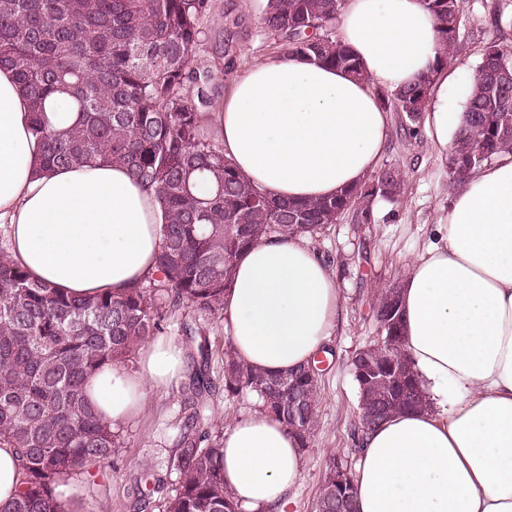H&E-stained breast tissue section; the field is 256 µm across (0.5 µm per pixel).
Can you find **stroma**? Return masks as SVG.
Returning <instances> with one entry per match:
<instances>
[{"instance_id": "35a3bbf8", "label": "stroma", "mask_w": 512, "mask_h": 512, "mask_svg": "<svg viewBox=\"0 0 512 512\" xmlns=\"http://www.w3.org/2000/svg\"><path fill=\"white\" fill-rule=\"evenodd\" d=\"M266 0H216L205 24L209 40L203 60L212 59L216 46L230 45L232 64L224 75L232 81L261 58L285 55V47L263 27ZM239 16L242 27L230 20ZM506 38L512 44V0H464L459 47L441 72L449 87H456L477 71L484 47ZM399 113H391L388 137L380 164L398 165L405 177L399 202L373 203V220L355 224L342 220L327 225L313 237L315 248L331 267L341 294L342 318L329 343L333 361L324 366L319 384L320 415L311 443L303 454L301 479L285 512H315L316 501L332 463L355 470L358 463L353 433L359 426L358 389L350 361L360 347L379 334L374 316L378 294L402 280L405 264L430 241L434 226L446 217L453 196L449 187L447 149L433 138L427 125L417 137L401 135ZM210 373L213 386L206 415L213 428H227L259 407L255 393L237 396L224 392L222 352L228 335L224 324L210 321ZM190 383L188 375L150 392L142 412L123 426V446L117 462L104 478L85 485L82 512H158L157 505L171 495V486L155 487V475L166 472L174 441L184 422L181 400Z\"/></svg>"}]
</instances>
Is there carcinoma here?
I'll use <instances>...</instances> for the list:
<instances>
[{"instance_id": "1", "label": "carcinoma", "mask_w": 512, "mask_h": 512, "mask_svg": "<svg viewBox=\"0 0 512 512\" xmlns=\"http://www.w3.org/2000/svg\"><path fill=\"white\" fill-rule=\"evenodd\" d=\"M439 34L436 68L408 87L380 94L417 134L435 74L453 57L463 0H423ZM344 0H266L264 28L305 59L356 76L353 52L333 35ZM214 0H0V69L12 71L29 97L40 167L50 170L119 163L155 193L167 216L154 269L120 293L76 297L31 279L0 246V447L16 449L22 481L0 512H81L59 487L94 478L122 447L120 426L102 421L85 394L89 374L130 361L148 337L166 332L186 305L224 319V291L240 254L262 238L314 236L345 216L371 223L372 202L400 200L403 173L386 165L361 186L309 202L276 201L243 179L208 132L205 113L219 95L220 63H194L206 40ZM512 156V46L488 43L478 78L448 152L453 186ZM376 321L390 328L368 345L370 363L351 364L355 380L392 377L389 411L424 406L403 352L401 303L377 297ZM178 331L197 344L183 408L191 424L176 440L167 472L174 494L162 512H239L224 489V433L204 427L212 389L208 341L196 321ZM279 376L238 361L224 343V391L256 393L272 414L309 447L318 422L319 378L291 373L307 402L292 414L275 382ZM354 476L336 467L326 475L315 512H351Z\"/></svg>"}]
</instances>
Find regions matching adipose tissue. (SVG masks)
<instances>
[{
  "label": "adipose tissue",
  "instance_id": "adipose-tissue-1",
  "mask_svg": "<svg viewBox=\"0 0 512 512\" xmlns=\"http://www.w3.org/2000/svg\"><path fill=\"white\" fill-rule=\"evenodd\" d=\"M340 40L361 77L300 59H260L206 121L266 196L306 202L361 185L384 150L396 92L432 68L436 23L421 0H345ZM29 102L0 69V224L32 277L75 296L122 291L152 271L165 215L117 164L37 171ZM439 243L407 261L404 353L425 395L363 435L355 512H512V158L454 195ZM340 292L308 236L268 238L237 261L224 325L237 356L269 373L310 363L337 327ZM185 367L174 342L138 372L106 364L87 397L107 423L144 408ZM298 438L264 410L224 431V485L241 512H283L302 472Z\"/></svg>",
  "mask_w": 512,
  "mask_h": 512
}]
</instances>
